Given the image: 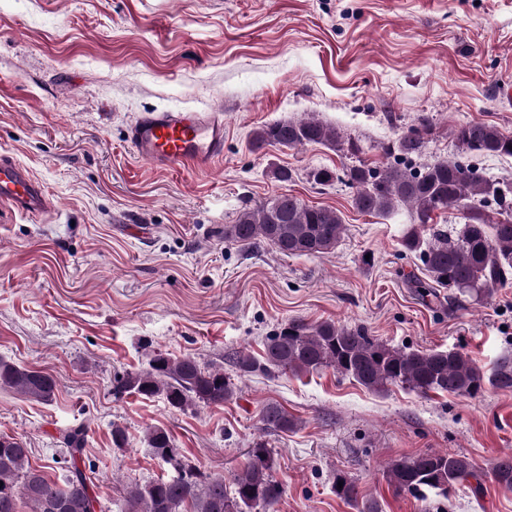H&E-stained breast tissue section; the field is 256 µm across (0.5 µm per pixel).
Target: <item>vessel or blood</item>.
<instances>
[{"label": "vessel or blood", "mask_w": 512, "mask_h": 512, "mask_svg": "<svg viewBox=\"0 0 512 512\" xmlns=\"http://www.w3.org/2000/svg\"><path fill=\"white\" fill-rule=\"evenodd\" d=\"M126 140L137 157L182 172L211 167L224 156V111L164 108L142 113L128 128ZM0 203L28 217L52 206L45 186L20 163L0 156Z\"/></svg>", "instance_id": "obj_1"}]
</instances>
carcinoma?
<instances>
[{"instance_id": "obj_1", "label": "carcinoma", "mask_w": 512, "mask_h": 512, "mask_svg": "<svg viewBox=\"0 0 512 512\" xmlns=\"http://www.w3.org/2000/svg\"><path fill=\"white\" fill-rule=\"evenodd\" d=\"M428 134V120L402 137L397 151L405 156L420 154ZM459 151L475 156H512V137L496 127L472 122L454 132ZM310 144H341L336 128L315 117L277 122L255 130L252 145H279L295 148ZM346 183L355 189L353 204L366 214L392 211L398 205L408 207L415 216L403 240L406 250L418 254L430 281L424 296L438 297L436 289L448 290V306H460L479 299L512 278V201L509 191L485 178L470 163L441 160L419 168L390 165L382 170L365 164L343 170ZM503 207L508 219L488 223L487 197ZM458 208L464 224L452 235L434 228L430 241L421 229L433 220L437 211ZM345 231L341 216L329 207L309 206L290 194H281L266 203L246 207L235 223L224 225V240L241 245L267 244L285 256H308L333 248ZM236 367L243 374L274 371L292 374L318 372L333 368L366 389L385 392L393 386L419 395L448 393L475 396L490 385L512 389V355H504L490 374H484L466 355L454 350H405L390 347L369 336L362 327H341L332 321L309 324L293 320L268 337L264 355L257 360L241 353ZM0 387L37 402L53 400L57 382L53 376L36 373L27 365L0 357ZM236 393L232 379L224 370L203 366L194 357L173 359L153 352L148 367L127 372L112 381L116 399L126 394L160 397L174 409L220 405ZM263 429L289 432L299 422L277 403L267 404L262 412ZM87 426L63 433L69 460L63 468V484L48 480L43 471L28 464V448L17 437L0 436V512H19V501L31 506V512H54L52 506L65 504L66 512H95L96 499L87 477L77 465L83 451ZM145 440L153 454L173 466L176 475L160 478L128 492L125 512H268L281 500L283 484L273 476L272 449L258 441L248 451V462L235 473L232 488L224 477L211 475L176 456L174 439L161 427L146 429ZM491 479L512 491V455H504L492 464ZM482 474L465 455L422 453L391 462L386 479L397 494L421 493L433 489L447 495L456 486L475 480ZM335 482L343 483L336 494L347 502L361 503L360 512H382L374 499H360L356 483L344 474Z\"/></svg>"}]
</instances>
